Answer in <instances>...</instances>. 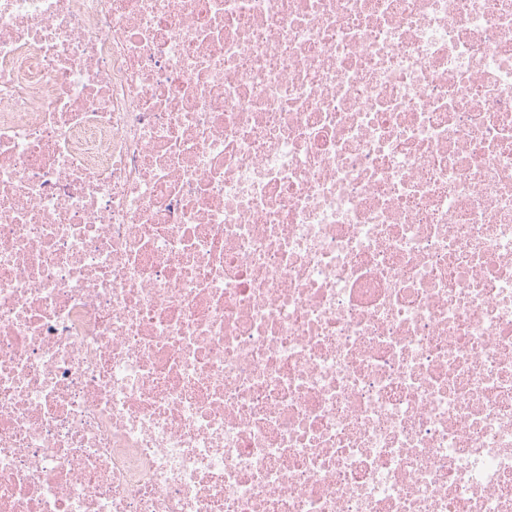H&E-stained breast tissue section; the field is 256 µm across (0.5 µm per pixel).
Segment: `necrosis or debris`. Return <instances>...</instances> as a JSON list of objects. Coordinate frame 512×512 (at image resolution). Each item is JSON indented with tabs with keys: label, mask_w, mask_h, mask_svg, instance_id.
<instances>
[{
	"label": "necrosis or debris",
	"mask_w": 512,
	"mask_h": 512,
	"mask_svg": "<svg viewBox=\"0 0 512 512\" xmlns=\"http://www.w3.org/2000/svg\"><path fill=\"white\" fill-rule=\"evenodd\" d=\"M0 512H512V0H0Z\"/></svg>",
	"instance_id": "1"
}]
</instances>
